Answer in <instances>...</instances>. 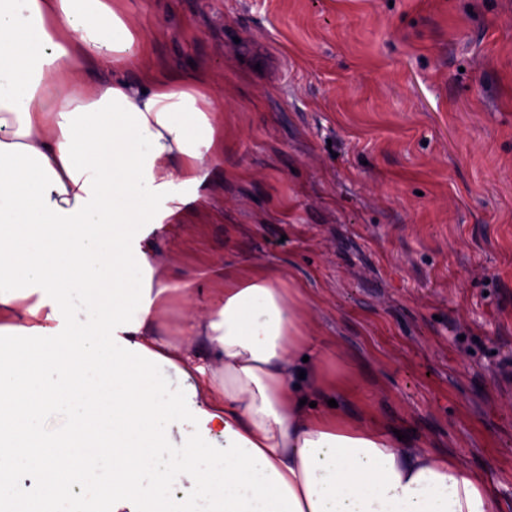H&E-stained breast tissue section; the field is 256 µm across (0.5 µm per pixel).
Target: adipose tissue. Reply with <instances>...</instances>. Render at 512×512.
<instances>
[{
  "label": "adipose tissue",
  "instance_id": "ef3b65f1",
  "mask_svg": "<svg viewBox=\"0 0 512 512\" xmlns=\"http://www.w3.org/2000/svg\"><path fill=\"white\" fill-rule=\"evenodd\" d=\"M147 48L121 0H0V504L78 512L102 481L109 512H500L451 455L300 406L342 381L273 270L209 294L160 265L147 204L179 211L224 131L203 75L126 80Z\"/></svg>",
  "mask_w": 512,
  "mask_h": 512
}]
</instances>
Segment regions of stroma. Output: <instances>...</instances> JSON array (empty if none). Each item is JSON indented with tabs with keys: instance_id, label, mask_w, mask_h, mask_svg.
<instances>
[{
	"instance_id": "obj_1",
	"label": "stroma",
	"mask_w": 512,
	"mask_h": 512,
	"mask_svg": "<svg viewBox=\"0 0 512 512\" xmlns=\"http://www.w3.org/2000/svg\"><path fill=\"white\" fill-rule=\"evenodd\" d=\"M138 67L216 88L224 157L168 273L291 274L352 419L512 512V0H125Z\"/></svg>"
}]
</instances>
